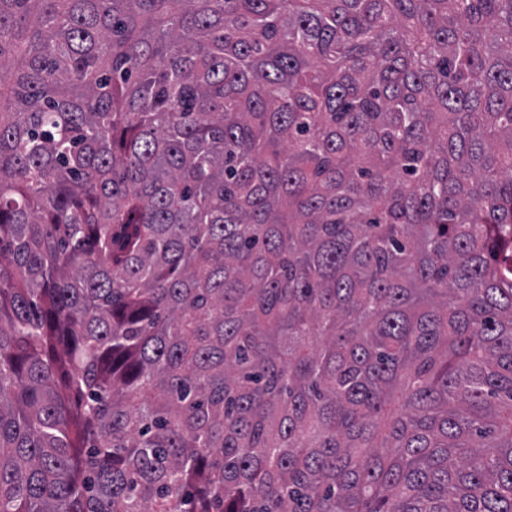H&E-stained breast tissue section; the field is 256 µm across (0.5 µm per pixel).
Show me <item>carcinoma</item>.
<instances>
[{
	"label": "carcinoma",
	"mask_w": 512,
	"mask_h": 512,
	"mask_svg": "<svg viewBox=\"0 0 512 512\" xmlns=\"http://www.w3.org/2000/svg\"><path fill=\"white\" fill-rule=\"evenodd\" d=\"M0 512H512V0H0Z\"/></svg>",
	"instance_id": "1"
}]
</instances>
